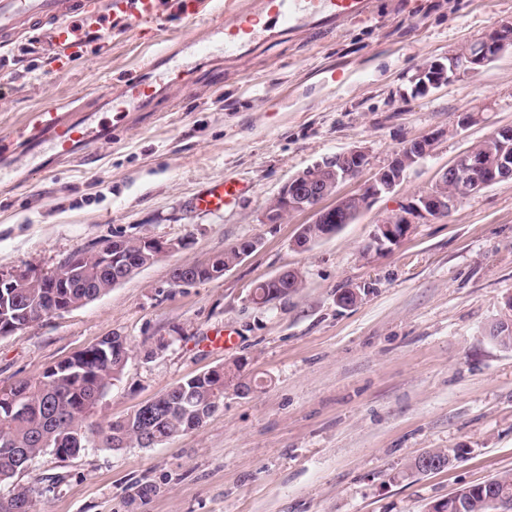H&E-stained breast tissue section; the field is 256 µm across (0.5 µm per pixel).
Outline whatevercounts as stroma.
<instances>
[{
    "mask_svg": "<svg viewBox=\"0 0 512 512\" xmlns=\"http://www.w3.org/2000/svg\"><path fill=\"white\" fill-rule=\"evenodd\" d=\"M370 17L308 28L243 52L195 59L142 110L112 109V86L201 24L169 18L142 38L120 30L58 68L27 46L0 54V129L47 107L93 112L112 138L74 162L0 177V270L51 271L73 251L149 236L177 250L72 311L0 336V388L105 337L129 359L99 405L117 421L179 381L241 363V392L200 428L153 448L89 446L46 455L18 477L31 512H425L460 488L512 474V349L487 331L512 293V180L414 224L389 249L376 224L428 191L438 171L512 126V53L424 96L411 78L512 19V0H372ZM474 120L459 127L458 116ZM432 153L355 221L308 250L310 214L263 221L293 175L354 146L363 179L406 141ZM232 179L221 212L196 197ZM258 246L220 278L180 287L174 266ZM301 288L265 306L250 289L286 271ZM355 290L348 307L337 297ZM240 381V382H241ZM456 451L410 474L427 451Z\"/></svg>",
    "mask_w": 512,
    "mask_h": 512,
    "instance_id": "stroma-1",
    "label": "stroma"
}]
</instances>
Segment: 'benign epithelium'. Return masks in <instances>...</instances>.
<instances>
[{"label": "benign epithelium", "instance_id": "benign-epithelium-1", "mask_svg": "<svg viewBox=\"0 0 512 512\" xmlns=\"http://www.w3.org/2000/svg\"><path fill=\"white\" fill-rule=\"evenodd\" d=\"M512 51V20L499 23L473 47L450 54L444 59H433L421 66L412 78L415 94L424 96L432 89L446 85L464 73H474L506 51ZM438 134L408 141L394 155L389 164L375 173L373 178L361 182L360 175L367 164L363 147H352L327 157L292 176L280 188L267 208L264 223L279 224L292 213H310L312 220L300 226L294 247L306 250L315 243L335 235L343 225L353 222L379 197L393 192L404 180L406 172L432 153ZM512 139V126L499 128L492 139L500 141L498 148H489L476 154L465 150L446 168L440 170L434 186L426 193L402 205L400 210L375 226L372 245L378 250L395 245L409 234L412 225L421 219L445 217L457 200L476 194L487 187L505 180H512V150L504 141ZM347 181L358 183L357 190L340 196L337 188ZM455 184V191L448 193V182ZM257 241L247 240L236 248V259L213 271L214 277L222 276L254 251ZM180 247L178 243L165 242L153 237L141 238L143 254L151 259ZM120 249L114 245L96 244L89 248L85 258L104 268L112 264ZM76 258L69 255L52 270V282L66 285L72 280L70 266ZM43 276L31 269H13L0 272V288H28L42 283Z\"/></svg>", "mask_w": 512, "mask_h": 512}]
</instances>
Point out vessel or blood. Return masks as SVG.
<instances>
[{"instance_id":"vessel-or-blood-1","label":"vessel or blood","mask_w":512,"mask_h":512,"mask_svg":"<svg viewBox=\"0 0 512 512\" xmlns=\"http://www.w3.org/2000/svg\"><path fill=\"white\" fill-rule=\"evenodd\" d=\"M223 0H0V51L36 42L52 55L85 56L94 40L108 34L111 25L143 31L172 16L184 23L210 19L199 37L183 36L174 47L159 50L139 70L115 84L112 109L126 112L146 107L159 88L179 83L186 51L205 55L222 52L233 58L302 27L333 28L368 17L370 0H246L230 20H223ZM112 127L92 115L76 116L54 108L33 113L24 124L0 130V162L15 154L41 160L44 165L75 161ZM245 191L231 180L216 184L196 198L199 209L218 212Z\"/></svg>"}]
</instances>
